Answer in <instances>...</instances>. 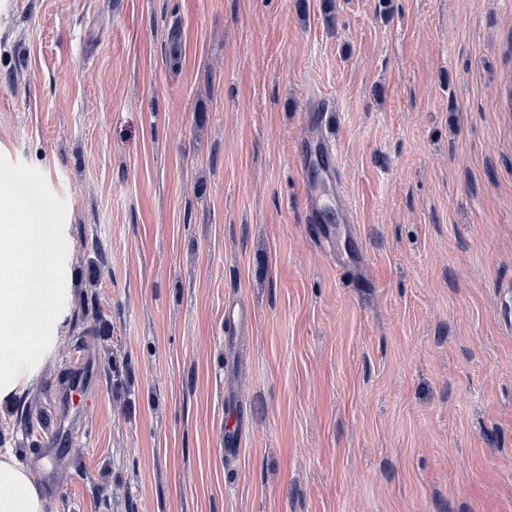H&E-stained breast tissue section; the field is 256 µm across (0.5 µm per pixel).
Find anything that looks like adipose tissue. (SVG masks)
I'll use <instances>...</instances> for the list:
<instances>
[{
    "mask_svg": "<svg viewBox=\"0 0 512 512\" xmlns=\"http://www.w3.org/2000/svg\"><path fill=\"white\" fill-rule=\"evenodd\" d=\"M0 184V406L11 403L42 370L63 341L71 316L68 289L59 285L52 249L41 257L39 287L29 285L26 243L32 227L18 223ZM48 499L11 450H0V512H48Z\"/></svg>",
    "mask_w": 512,
    "mask_h": 512,
    "instance_id": "adipose-tissue-1",
    "label": "adipose tissue"
}]
</instances>
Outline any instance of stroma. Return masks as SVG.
Wrapping results in <instances>:
<instances>
[{"instance_id":"35a3bbf8","label":"stroma","mask_w":512,"mask_h":512,"mask_svg":"<svg viewBox=\"0 0 512 512\" xmlns=\"http://www.w3.org/2000/svg\"><path fill=\"white\" fill-rule=\"evenodd\" d=\"M0 182L52 512H512V0H0ZM11 194L0 184V406L20 395L54 355L71 316V288H59L60 265L51 247L41 257L40 288H29L25 245L34 224H17V213L6 206ZM21 310L29 319L23 330L16 323ZM31 326L34 336L27 335Z\"/></svg>"}]
</instances>
